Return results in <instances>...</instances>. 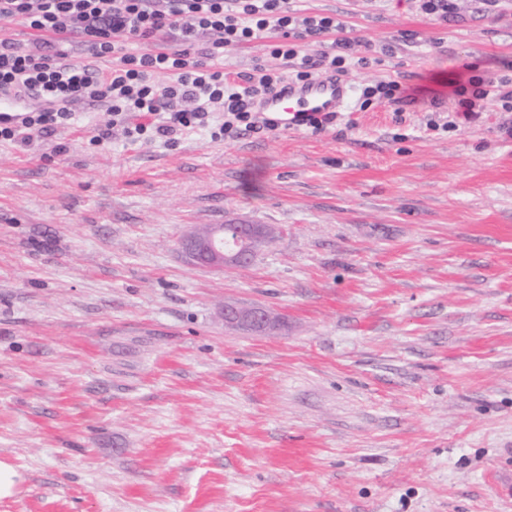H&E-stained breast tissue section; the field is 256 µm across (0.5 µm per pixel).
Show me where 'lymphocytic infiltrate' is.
I'll list each match as a JSON object with an SVG mask.
<instances>
[{
	"mask_svg": "<svg viewBox=\"0 0 512 512\" xmlns=\"http://www.w3.org/2000/svg\"><path fill=\"white\" fill-rule=\"evenodd\" d=\"M22 22L39 32L33 47L0 40V94L21 102L19 119L0 122V141L50 135L69 125L76 106H98L130 141L210 128L215 139L240 131L274 134L276 126L253 102L283 79L267 70L239 84L216 67L224 51L275 34L272 58L290 63L292 78L314 70L346 72V40L336 55L299 54L298 39L335 31L334 19L298 17L288 0H0V27ZM79 37L89 55L75 61L53 48L49 35ZM148 44L129 52L131 42ZM110 63L109 70L99 60Z\"/></svg>",
	"mask_w": 512,
	"mask_h": 512,
	"instance_id": "1",
	"label": "lymphocytic infiltrate"
}]
</instances>
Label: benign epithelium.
<instances>
[{
    "mask_svg": "<svg viewBox=\"0 0 512 512\" xmlns=\"http://www.w3.org/2000/svg\"><path fill=\"white\" fill-rule=\"evenodd\" d=\"M237 229L238 245L235 247L224 245L222 224H212L185 237L183 247L192 262L214 271L242 267L249 264L256 250L268 241L267 228L264 224H239ZM224 321L262 332L273 329L277 319L264 307L226 306Z\"/></svg>",
    "mask_w": 512,
    "mask_h": 512,
    "instance_id": "7a95c632",
    "label": "benign epithelium"
}]
</instances>
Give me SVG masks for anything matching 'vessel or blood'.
Listing matches in <instances>:
<instances>
[{
  "mask_svg": "<svg viewBox=\"0 0 512 512\" xmlns=\"http://www.w3.org/2000/svg\"><path fill=\"white\" fill-rule=\"evenodd\" d=\"M351 92L352 88L345 80L333 75L306 84L288 81L263 101L259 109L282 130H294L300 127L304 115L344 112Z\"/></svg>",
  "mask_w": 512,
  "mask_h": 512,
  "instance_id": "obj_1",
  "label": "vessel or blood"
}]
</instances>
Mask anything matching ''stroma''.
<instances>
[{
    "label": "stroma",
    "mask_w": 512,
    "mask_h": 512,
    "mask_svg": "<svg viewBox=\"0 0 512 512\" xmlns=\"http://www.w3.org/2000/svg\"><path fill=\"white\" fill-rule=\"evenodd\" d=\"M288 6L341 25L302 54L350 39L353 91L410 102L172 146L84 106L0 143V512H512V110L458 95L512 79V0ZM235 221L276 230L247 267L184 260ZM401 94L400 85L395 81L390 82H380L375 86H367L362 91V98L364 100L361 103V106H366L370 103V100L378 95L379 97L386 98L393 103H398L401 101L402 97H396V93ZM224 321L262 332L273 329L277 319L264 307L224 306ZM22 481V475L14 466L0 461V499L16 496Z\"/></svg>",
    "instance_id": "obj_1"
}]
</instances>
